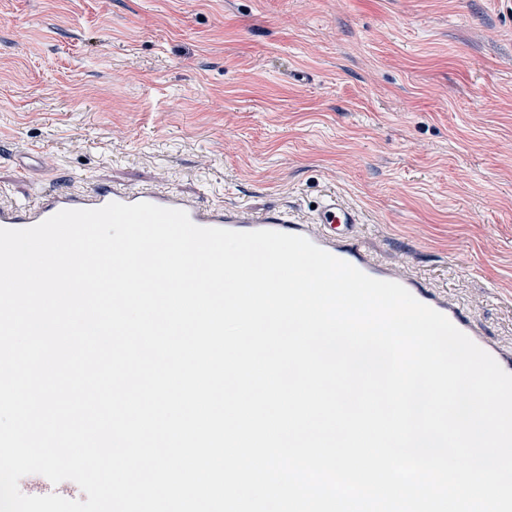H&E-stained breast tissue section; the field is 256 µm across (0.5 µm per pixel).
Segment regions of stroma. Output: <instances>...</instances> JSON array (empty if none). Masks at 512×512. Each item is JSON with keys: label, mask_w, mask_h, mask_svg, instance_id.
<instances>
[{"label": "stroma", "mask_w": 512, "mask_h": 512, "mask_svg": "<svg viewBox=\"0 0 512 512\" xmlns=\"http://www.w3.org/2000/svg\"><path fill=\"white\" fill-rule=\"evenodd\" d=\"M309 215L512 339V0H0V196Z\"/></svg>", "instance_id": "35a3bbf8"}]
</instances>
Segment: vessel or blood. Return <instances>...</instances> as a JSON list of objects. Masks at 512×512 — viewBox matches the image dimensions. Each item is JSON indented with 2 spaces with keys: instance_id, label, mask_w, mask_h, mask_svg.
Returning a JSON list of instances; mask_svg holds the SVG:
<instances>
[{
  "instance_id": "1",
  "label": "vessel or blood",
  "mask_w": 512,
  "mask_h": 512,
  "mask_svg": "<svg viewBox=\"0 0 512 512\" xmlns=\"http://www.w3.org/2000/svg\"><path fill=\"white\" fill-rule=\"evenodd\" d=\"M142 201L184 210L191 221L201 227L243 232L274 230L304 236L373 278L400 283L419 302L444 314L456 328L492 355L503 370L512 373V343L502 342L484 332L447 290L430 287L424 278L390 267L367 252L357 233L361 222L359 211L334 193L326 194L311 216L299 217L285 210L252 211L235 205L219 206L209 203L202 195H187L152 183L135 187L117 182L92 184L77 190H46L27 203L1 198L0 227L24 229L64 209Z\"/></svg>"
}]
</instances>
